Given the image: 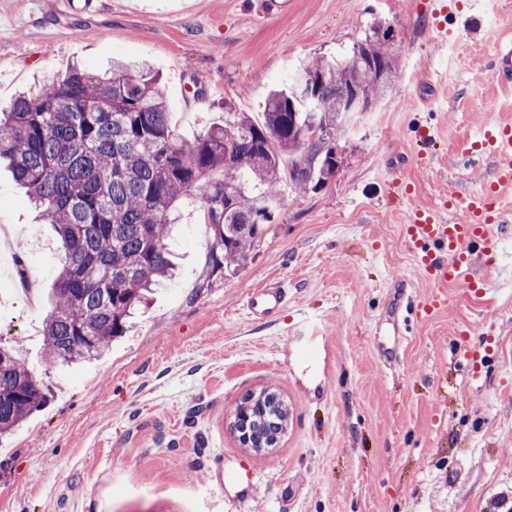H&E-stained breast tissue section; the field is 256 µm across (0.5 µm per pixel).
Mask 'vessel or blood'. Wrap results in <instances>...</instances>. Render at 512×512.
I'll return each instance as SVG.
<instances>
[{"label": "vessel or blood", "mask_w": 512, "mask_h": 512, "mask_svg": "<svg viewBox=\"0 0 512 512\" xmlns=\"http://www.w3.org/2000/svg\"><path fill=\"white\" fill-rule=\"evenodd\" d=\"M489 67L499 79H512L511 42L498 45L489 59ZM477 147L481 155L492 162L489 189L450 191L442 207L418 209L410 217L408 234L414 255L435 285L425 300L430 310L447 307L448 284L481 288L475 271V253L479 250L499 253V237L492 227L512 222V126L484 129ZM447 209L463 210L464 220L458 223L447 220L443 215ZM287 300V283L281 279L271 280L249 293L247 315L258 323L274 321L285 310Z\"/></svg>", "instance_id": "1"}]
</instances>
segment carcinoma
Listing matches in <instances>:
<instances>
[{
  "instance_id": "obj_1",
  "label": "carcinoma",
  "mask_w": 512,
  "mask_h": 512,
  "mask_svg": "<svg viewBox=\"0 0 512 512\" xmlns=\"http://www.w3.org/2000/svg\"><path fill=\"white\" fill-rule=\"evenodd\" d=\"M373 36L342 59L317 58L265 100L262 119L233 107L193 141L175 131L159 81L146 65L112 62L103 77L74 67L45 78L0 111V160L54 227L65 261L43 326L50 365L101 357L174 275L177 202L199 205L210 226L209 274H235L271 222L283 160L293 183L336 171L328 139L352 116L337 104L353 90L375 103L396 71L388 44ZM324 78L302 89L303 73ZM53 397L49 383L14 349L0 346V436ZM286 409L273 392L251 411L249 428L277 439Z\"/></svg>"
}]
</instances>
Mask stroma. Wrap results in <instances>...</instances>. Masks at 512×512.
<instances>
[{
	"mask_svg": "<svg viewBox=\"0 0 512 512\" xmlns=\"http://www.w3.org/2000/svg\"><path fill=\"white\" fill-rule=\"evenodd\" d=\"M265 2L0 0V105L74 63L99 74L146 61L188 140L223 122L225 104L259 116L300 66L375 27L391 28L397 58L385 98L335 134L334 176L303 190L284 180L234 275L207 276L210 232L187 206L176 279L102 358L52 371V401L0 443V512H512V277L485 257V295L452 284L447 309L421 316L431 284L405 232L413 210L490 180L489 162L465 159L482 126L512 123V83L485 68L512 40V0L445 49L424 0H288L275 16ZM2 224L16 243L0 276V344L40 374L60 243L0 169ZM275 278L290 285L288 310L257 324L244 302ZM302 318L321 321L326 360L295 346ZM265 388L290 414L277 449L256 455L231 423ZM243 462L256 483L235 503L222 484Z\"/></svg>",
	"mask_w": 512,
	"mask_h": 512,
	"instance_id": "35a3bbf8",
	"label": "stroma"
}]
</instances>
